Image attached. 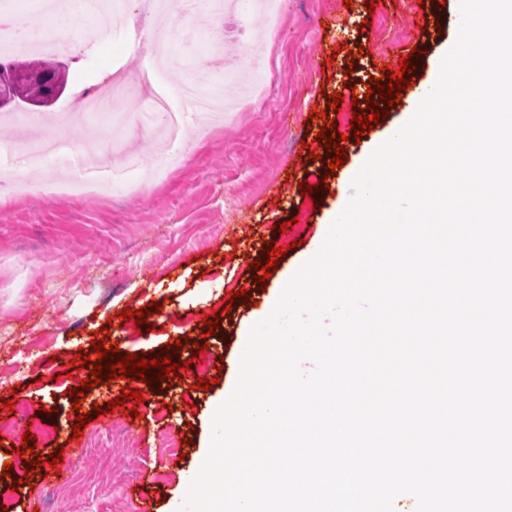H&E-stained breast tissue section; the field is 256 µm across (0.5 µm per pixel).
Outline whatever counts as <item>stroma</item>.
Instances as JSON below:
<instances>
[{
  "instance_id": "1",
  "label": "stroma",
  "mask_w": 512,
  "mask_h": 512,
  "mask_svg": "<svg viewBox=\"0 0 512 512\" xmlns=\"http://www.w3.org/2000/svg\"><path fill=\"white\" fill-rule=\"evenodd\" d=\"M417 5L377 0L371 9L366 0H284L283 27L274 37L260 13L245 10L221 26L203 20L190 32L182 12L171 10L166 22L177 61L158 75L159 84L176 89L194 70L226 98L249 105L222 123L195 127L186 157L173 166L165 163L158 135L146 129L144 93L126 98L115 137L104 115L84 112L85 90L114 70L146 66L129 50L130 33L100 38L89 27L71 37L69 51L56 54L68 69L67 88L45 118L70 112L77 143L95 149L101 161L137 156L141 188L135 195L119 190L73 199L56 190L65 168L54 156L44 167L23 169L32 194L0 201V327L11 331L0 348V391L14 392V407H25L47 428L37 438V453L60 447L66 460L63 477L45 466L40 477L28 478L16 452L21 437L5 436L0 465L11 464L10 480L23 482L13 492L9 480L0 481L9 512H26L33 499L40 512H138L129 487L142 474L151 478L146 492L157 502L155 512L182 503L209 449L213 413L235 386L244 334L262 304L311 257L339 195H351L352 173L364 153L403 119L407 103L399 101L355 142L347 122L352 98L344 97L338 130L348 137L347 159L330 178L320 161L310 163L315 177L329 183L317 206L290 177L303 142L312 138L308 115L323 110L327 94L341 91L344 82L365 95L366 82L381 75L380 57L399 61L414 39L406 19ZM357 45L367 52L348 65L347 51ZM288 219L299 246L255 293L254 305L228 302L275 239V225ZM152 302L162 306L149 318L152 330L121 326L122 310ZM213 313L219 330L209 336L202 320ZM101 328L123 356L153 358L184 336L208 341L196 371L215 379L214 388L198 390L186 379L164 389L137 382L145 397L137 414H93L78 436L80 448L66 450L76 422L67 372L76 354L92 352L93 333Z\"/></svg>"
}]
</instances>
